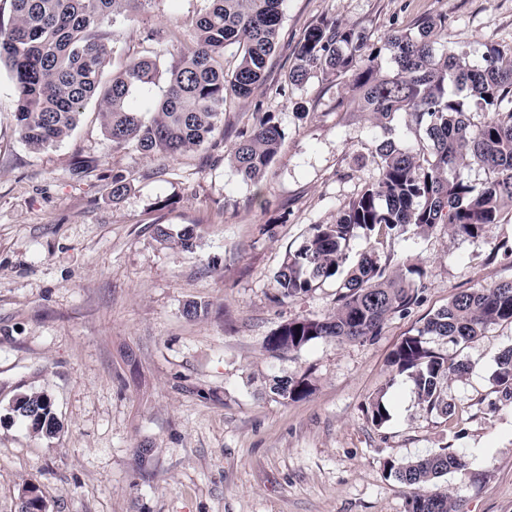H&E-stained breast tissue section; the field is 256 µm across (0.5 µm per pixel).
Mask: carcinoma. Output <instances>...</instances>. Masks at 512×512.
Here are the masks:
<instances>
[{
	"instance_id": "obj_1",
	"label": "carcinoma",
	"mask_w": 512,
	"mask_h": 512,
	"mask_svg": "<svg viewBox=\"0 0 512 512\" xmlns=\"http://www.w3.org/2000/svg\"><path fill=\"white\" fill-rule=\"evenodd\" d=\"M146 0H11L12 16L0 22V65L16 88L15 116L21 139L39 150L55 145L77 127L84 105L99 103L102 127L112 148L132 146L146 155L176 158L203 145L224 117L230 98L246 99L264 82L281 22L282 0H207L189 34L175 24L171 37L181 56L166 66L156 53L131 60L102 83L113 53L99 37L105 20L134 19ZM444 21L426 17L410 29L388 34L381 47L340 20L308 27L288 73L294 86L321 75L345 82L361 111L388 129L402 114L414 117L422 135L409 145L380 141L372 152L378 176L336 218L316 224L296 250H287L276 273L279 301L298 298L328 280L339 281L336 308L323 318L298 317L266 337V348L279 355L313 340L334 337L364 341L377 335L393 314L404 312L423 287L424 268L411 263L388 274L374 252L361 254L342 270L344 251L359 229L390 238L413 226L426 231L437 224L467 238H484L505 221L512 207V49L485 47L482 62L470 63L464 50L438 52ZM237 47L233 67L224 50ZM387 54L392 71H382ZM480 113L484 120L471 122ZM284 131L271 112H257L251 133L235 144L230 162L246 183L258 184L274 162ZM477 165L485 181L473 183L464 169ZM130 190L129 178L112 174L116 202ZM160 235L183 249L193 247V229ZM512 324V281L479 285L453 296L429 316L414 336L404 338L390 356L407 374L427 411L448 418V380L467 373L462 360L424 346L435 336L466 345L491 325ZM495 382L512 395V348L496 358ZM273 390L284 399L314 391L311 379L281 378ZM15 416L37 434L60 428L51 399L43 392L16 398ZM466 466L438 452L404 463L386 462L387 473L407 487L421 488ZM408 512H458L447 495L416 494Z\"/></svg>"
}]
</instances>
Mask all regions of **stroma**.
Here are the masks:
<instances>
[{
  "label": "stroma",
  "instance_id": "35a3bbf8",
  "mask_svg": "<svg viewBox=\"0 0 512 512\" xmlns=\"http://www.w3.org/2000/svg\"><path fill=\"white\" fill-rule=\"evenodd\" d=\"M206 0H150L139 19L104 24L116 51L104 73L153 51L179 49L165 31ZM282 21L265 84L233 100L205 146L178 158L113 149L89 101L61 144L30 149L16 131V89L0 68V512H18L26 483L46 512H406L410 488L385 464L445 451L465 460L428 485L460 512H512V398L493 380L512 347V325L489 327L459 347L428 337L432 350L468 362L448 383L454 419L428 412L393 349L455 293L512 281V214L473 240L439 224L408 228L383 247L358 232L347 264L375 246L387 272L421 263L417 303L378 336L320 338L281 356L264 340L297 317L336 306V283L288 302L275 298L287 250L315 224H332L377 174L371 150L384 134L412 142L401 116L385 130L349 105L343 83L321 77L287 84L303 32L341 20L383 45L392 29L446 19L445 46L477 64L486 45L512 48V0H282ZM275 113L285 138L262 186L228 161L256 111ZM131 189L110 195L113 172ZM195 227L183 250L160 236ZM203 307L187 319L186 304ZM309 374L314 392L285 400L273 378ZM38 390L60 423L32 433L12 411ZM382 398L390 418L367 415Z\"/></svg>",
  "mask_w": 512,
  "mask_h": 512
}]
</instances>
